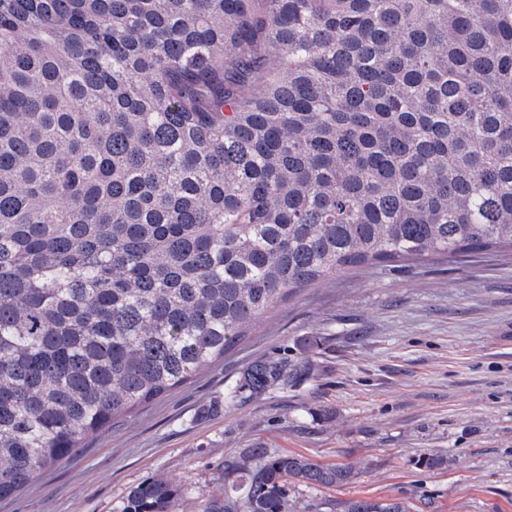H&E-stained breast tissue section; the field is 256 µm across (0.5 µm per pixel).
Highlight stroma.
Segmentation results:
<instances>
[{
	"instance_id": "1",
	"label": "stroma",
	"mask_w": 512,
	"mask_h": 512,
	"mask_svg": "<svg viewBox=\"0 0 512 512\" xmlns=\"http://www.w3.org/2000/svg\"><path fill=\"white\" fill-rule=\"evenodd\" d=\"M260 358L288 388L227 401ZM249 448L358 468L354 484L295 487V512L354 498L411 512H512V254L344 273L283 302L223 362L139 408L45 471L0 512H121L146 478L202 512ZM448 465L430 469L426 457Z\"/></svg>"
}]
</instances>
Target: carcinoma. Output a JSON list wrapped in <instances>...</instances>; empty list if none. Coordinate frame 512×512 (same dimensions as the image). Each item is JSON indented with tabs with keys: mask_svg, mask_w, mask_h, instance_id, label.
Listing matches in <instances>:
<instances>
[{
	"mask_svg": "<svg viewBox=\"0 0 512 512\" xmlns=\"http://www.w3.org/2000/svg\"><path fill=\"white\" fill-rule=\"evenodd\" d=\"M508 250L512 0H0V498L300 290ZM296 372L257 359L227 398ZM232 468L202 512L355 477ZM177 497L150 478L122 512Z\"/></svg>",
	"mask_w": 512,
	"mask_h": 512,
	"instance_id": "obj_1",
	"label": "carcinoma"
}]
</instances>
